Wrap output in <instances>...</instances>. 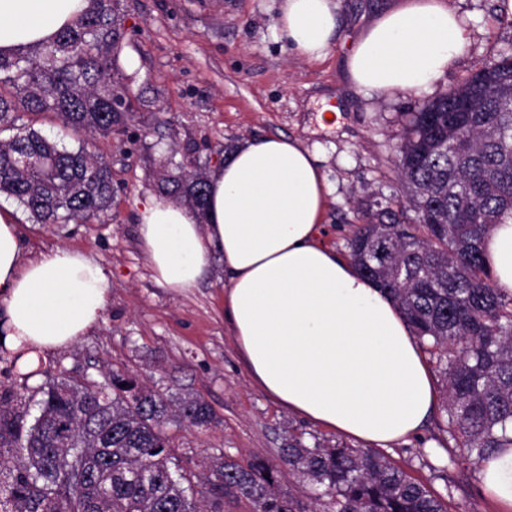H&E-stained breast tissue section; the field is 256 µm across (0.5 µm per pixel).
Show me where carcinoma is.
<instances>
[{"mask_svg": "<svg viewBox=\"0 0 512 512\" xmlns=\"http://www.w3.org/2000/svg\"><path fill=\"white\" fill-rule=\"evenodd\" d=\"M122 0L92 7L49 43L0 56V196L38 224H83L112 208V166L91 145L119 134L142 103L125 72ZM405 122L395 170L405 196L367 202L346 240L349 258L396 301L442 375L448 460L481 462L512 447V296L493 287L482 241L512 219V55L482 66ZM50 115L81 136L61 147L24 123ZM207 172L161 164V194L205 218ZM39 415L0 390V512H448L422 481L373 448L288 432L280 461L311 481L309 505L279 489L280 468L229 456L200 487L174 461L171 421L214 420L199 397L148 388L121 373L42 391Z\"/></svg>", "mask_w": 512, "mask_h": 512, "instance_id": "carcinoma-1", "label": "carcinoma"}]
</instances>
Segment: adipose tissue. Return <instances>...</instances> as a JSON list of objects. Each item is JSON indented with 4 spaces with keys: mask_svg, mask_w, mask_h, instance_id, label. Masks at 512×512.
<instances>
[{
    "mask_svg": "<svg viewBox=\"0 0 512 512\" xmlns=\"http://www.w3.org/2000/svg\"><path fill=\"white\" fill-rule=\"evenodd\" d=\"M90 0H0V53L51 41ZM339 0H281L278 29L292 52L325 57L337 35ZM468 32L446 0H400L377 16L347 56L350 87L379 95L420 93L463 52ZM206 216L147 200L139 235L155 279L195 288L220 261L224 320L252 383L288 413L374 448L415 435L437 407L423 349L394 299L320 228L328 184L313 150L270 137L236 147L208 176ZM19 212L0 209V355L38 379L50 354L103 319L104 270L57 247L25 257ZM492 284L512 295V220L483 241ZM485 496L512 512V448L478 469Z\"/></svg>",
    "mask_w": 512,
    "mask_h": 512,
    "instance_id": "obj_1",
    "label": "adipose tissue"
}]
</instances>
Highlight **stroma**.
<instances>
[{
	"instance_id": "1",
	"label": "stroma",
	"mask_w": 512,
	"mask_h": 512,
	"mask_svg": "<svg viewBox=\"0 0 512 512\" xmlns=\"http://www.w3.org/2000/svg\"><path fill=\"white\" fill-rule=\"evenodd\" d=\"M447 2L464 17L469 42L432 90L356 99L345 85L346 56L395 0H341L338 36L320 61L296 57L281 38L280 0H124L128 70L134 89L155 109L135 113L122 134L95 142L112 165V208L88 224L20 220L25 256L64 246L103 268L111 284L107 309L86 336L49 356L36 381L1 358L0 387L32 416L43 388L63 375L83 383L131 373L163 391L193 393L210 404L213 423L173 422L166 432L174 455L195 474L223 454L242 464L255 454L278 460L291 431L323 436L252 384L224 323L222 263L190 292L159 285L139 243L137 212L156 195L165 156L201 167L230 144L295 138L317 153L331 186L322 239L345 253L359 204L403 192L393 152L402 113L454 89L499 54H512V26L497 13L496 0ZM326 104L339 105L338 126L320 127ZM445 421L437 410L420 436L388 448L387 456L426 482L448 512H498L477 488V464L449 463Z\"/></svg>"
}]
</instances>
